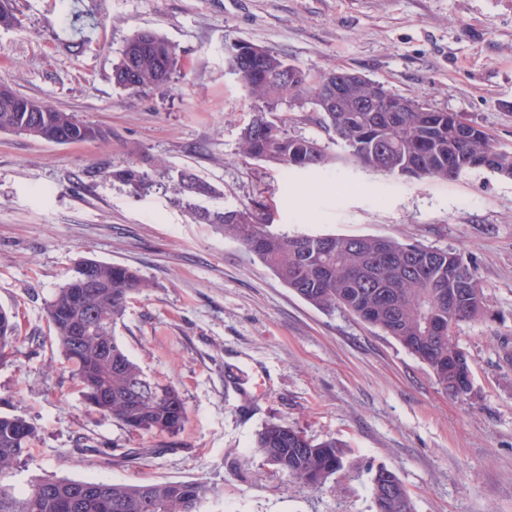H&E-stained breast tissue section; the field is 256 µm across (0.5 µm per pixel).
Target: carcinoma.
<instances>
[{"label": "carcinoma", "instance_id": "carcinoma-1", "mask_svg": "<svg viewBox=\"0 0 512 512\" xmlns=\"http://www.w3.org/2000/svg\"><path fill=\"white\" fill-rule=\"evenodd\" d=\"M230 66L250 98L261 103L244 129L240 153L281 169L321 167L329 156L317 139L288 132L298 121L282 112L288 101L316 109L314 121L343 144L345 159L386 175L408 179L455 180L474 170L512 178V152L502 150L492 135L460 112L432 109L407 98L404 112L388 110L393 93L370 79L346 86L338 104L330 105L340 70L311 72L246 41L225 47ZM177 49L150 31L134 34L115 65L113 79L122 89L167 85L182 75ZM381 95L383 111L357 112L355 104ZM24 101L38 111L39 121L18 111ZM54 143L94 142L107 131L69 112L20 94L0 100V131ZM112 178L136 195L163 184L133 166L115 169ZM185 196H207L210 183L190 169L178 175ZM199 224H220L305 302L325 311L336 308L393 337L425 363L450 395L471 393L470 367L451 326L488 317L483 288L464 256L446 249L400 243L390 237L315 235L271 229L274 210L257 202L222 212L198 209ZM94 270L99 287L84 288L71 277L47 303L63 358L86 401L102 415L142 433L174 435L188 410L172 382L147 376L117 341V326L129 299L148 287L135 271L94 259L76 269ZM84 325V343L75 345V329ZM17 335L12 312L0 308V357ZM34 428L25 420L0 415V512H203L199 505L213 495L201 480L143 484L96 478L66 480L40 476L27 487L13 480L14 466L27 452ZM254 447L288 478L318 488L344 468L345 445L334 438L315 441L286 422H271L256 435ZM374 512H414L399 477L385 467L369 470Z\"/></svg>", "mask_w": 512, "mask_h": 512}]
</instances>
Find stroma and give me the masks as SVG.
Instances as JSON below:
<instances>
[{"label": "stroma", "instance_id": "35a3bbf8", "mask_svg": "<svg viewBox=\"0 0 512 512\" xmlns=\"http://www.w3.org/2000/svg\"><path fill=\"white\" fill-rule=\"evenodd\" d=\"M0 78L105 128L56 144L0 132V307L18 333L0 359V414L36 438L17 465L119 483L205 481L206 512H372L367 467L394 471L416 512H512V178L473 171L413 180L354 164L285 171L244 159L253 102L224 47L262 46L312 71L343 69L432 108L464 113L512 151V0H10ZM151 30L183 78L115 86L126 41ZM163 181L134 195L112 170ZM189 169L214 192L173 184ZM261 200L275 229L386 236L469 259L489 318L456 331L472 392L449 397L426 364L356 316L303 301L197 208ZM85 258L136 270L117 336L148 376L173 382L188 419L174 435L131 431L83 398L46 316ZM282 420L347 447L322 489L293 483L256 452ZM148 443L149 459L126 457Z\"/></svg>", "mask_w": 512, "mask_h": 512}]
</instances>
